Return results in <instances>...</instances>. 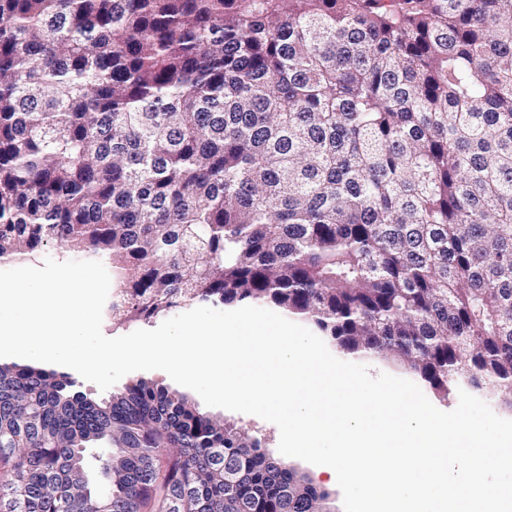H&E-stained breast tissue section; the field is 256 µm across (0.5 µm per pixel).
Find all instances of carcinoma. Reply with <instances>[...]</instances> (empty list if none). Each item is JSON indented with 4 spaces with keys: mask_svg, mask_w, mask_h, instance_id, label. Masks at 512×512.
<instances>
[{
    "mask_svg": "<svg viewBox=\"0 0 512 512\" xmlns=\"http://www.w3.org/2000/svg\"><path fill=\"white\" fill-rule=\"evenodd\" d=\"M51 244L114 318L272 304L512 407V0H0V259ZM75 386L0 364V512H331L179 393Z\"/></svg>",
    "mask_w": 512,
    "mask_h": 512,
    "instance_id": "1",
    "label": "carcinoma"
}]
</instances>
